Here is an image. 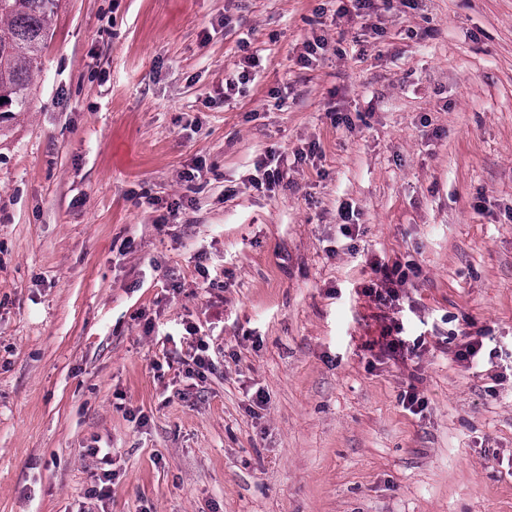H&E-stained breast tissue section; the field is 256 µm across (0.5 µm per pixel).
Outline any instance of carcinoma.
<instances>
[{
  "mask_svg": "<svg viewBox=\"0 0 512 512\" xmlns=\"http://www.w3.org/2000/svg\"><path fill=\"white\" fill-rule=\"evenodd\" d=\"M59 0H0V98L23 111Z\"/></svg>",
  "mask_w": 512,
  "mask_h": 512,
  "instance_id": "carcinoma-1",
  "label": "carcinoma"
}]
</instances>
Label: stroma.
<instances>
[{
  "label": "stroma",
  "instance_id": "1",
  "mask_svg": "<svg viewBox=\"0 0 512 512\" xmlns=\"http://www.w3.org/2000/svg\"><path fill=\"white\" fill-rule=\"evenodd\" d=\"M339 6L59 0L0 112V512H512V0ZM241 66L239 68L242 71H238L237 74L230 75L224 78V95L225 97H231L236 94V89L239 92V84L245 85L251 80V71L249 68H255L258 65V58L254 55H249L243 58ZM281 157L280 155H276L271 153L264 158H261L256 163V171L262 172V178L259 182V179H252L251 183L252 185L259 189V185L262 187V185L266 186L267 190H273L277 185H279L283 179L284 176H286L287 171L281 168ZM275 162L274 167H272V164ZM369 265L375 274H380L381 279L379 284L373 283L369 287L370 295L375 294V298L383 301H397L399 300V294L397 287L403 286L409 279V274L417 275V268L409 262L404 265L397 259L392 261V264L387 262H381L379 260H372ZM374 285L380 288H384L385 296L381 291L374 289ZM402 330L403 326H400V324L395 321H392L391 324L383 328L382 335L380 336V346L384 353L393 357L402 356L405 350H411L413 352L415 347H418V344H413V348L407 347L406 340L403 339L402 336H399ZM393 332H395V336H393Z\"/></svg>",
  "mask_w": 512,
  "mask_h": 512
}]
</instances>
